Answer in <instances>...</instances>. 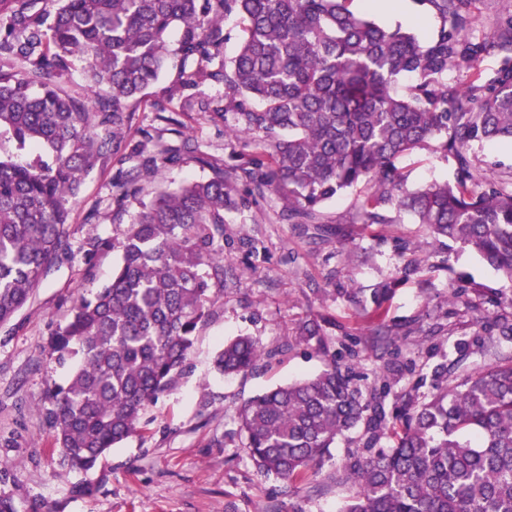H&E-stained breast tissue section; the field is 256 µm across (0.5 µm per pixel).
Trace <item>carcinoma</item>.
<instances>
[{
    "instance_id": "obj_1",
    "label": "carcinoma",
    "mask_w": 512,
    "mask_h": 512,
    "mask_svg": "<svg viewBox=\"0 0 512 512\" xmlns=\"http://www.w3.org/2000/svg\"><path fill=\"white\" fill-rule=\"evenodd\" d=\"M0 0V325L8 324L69 250L70 212L101 159L144 158L158 171L191 158L131 127L143 93L161 76L177 35L183 69L168 101L199 90L184 112H204L253 147L233 174L162 188L142 198L140 173L112 183L137 212L118 243L112 281L79 298L51 340L74 365L45 416L63 461L89 470L138 429L145 407L188 359L195 336L224 297L226 214L277 197L288 219L321 224L325 201L360 183L366 224L395 206L439 237L477 252L512 282V187L481 174L475 143L512 139V11L476 31L477 0H417L439 19L426 40L380 26L354 0ZM243 37L224 60V18ZM502 57L482 80L480 60ZM83 63L87 91L65 86ZM454 68L473 71L463 88ZM403 76L406 94L394 92ZM224 85L225 95L200 92ZM454 159V182L404 188L395 160L428 144ZM318 317L299 340L321 336ZM265 352L251 338L224 342L223 375L255 371ZM433 392H407L387 418L389 381L363 393L353 369L330 359L318 375L237 406L256 470L310 483L336 437L363 426L331 482L350 489L342 512H512V354L452 377L432 369ZM385 439L392 441L387 448Z\"/></svg>"
}]
</instances>
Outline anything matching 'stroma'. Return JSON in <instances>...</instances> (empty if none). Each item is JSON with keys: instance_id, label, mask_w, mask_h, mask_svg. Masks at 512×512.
<instances>
[{"instance_id": "stroma-1", "label": "stroma", "mask_w": 512, "mask_h": 512, "mask_svg": "<svg viewBox=\"0 0 512 512\" xmlns=\"http://www.w3.org/2000/svg\"><path fill=\"white\" fill-rule=\"evenodd\" d=\"M407 8V20L373 9L368 15L423 39L434 32V14L418 0H408ZM179 70L178 57H171L159 87L138 106L127 136L136 140L147 130L173 146L187 137L205 160L145 173L142 186L148 193L208 178L214 161L232 168L242 150L223 125L203 113L183 116L179 135L158 120L165 105L159 88ZM471 153L488 177H512L511 142L476 144ZM398 165L409 189L455 177L454 160L431 143ZM129 168L113 157L97 162L71 211L70 253L0 328V463L12 475L0 483V495L11 496L18 512H341L346 490L309 493L257 473L233 422L237 405L275 385L315 376L332 358L352 364L367 392L395 351L424 375L439 363L463 371L512 352V333L501 329L512 324V306L492 309L486 303L494 292L512 297V282L472 249L435 238L404 210L388 209L385 224L362 223L359 202L368 191L363 184L320 208L321 222L341 227L339 236L303 234L282 201H263L226 216L224 251L230 260L224 298L201 327L184 370L145 409L136 434L93 469L72 468L55 451L42 415L51 390L70 374L54 361L49 346L76 298L112 278L119 259L114 244L132 219L128 212L115 217L112 182ZM409 258L421 270L406 277L401 269ZM388 282L394 290L383 303V319L370 320L365 308L372 293ZM454 288L465 289L466 304L451 301ZM316 314L327 319L321 342H297L299 324ZM490 317L501 323L485 331V341L493 345L486 351L472 338L478 323ZM239 335L267 350L287 342L293 348L258 372L222 375L214 368L215 355L225 340Z\"/></svg>"}]
</instances>
